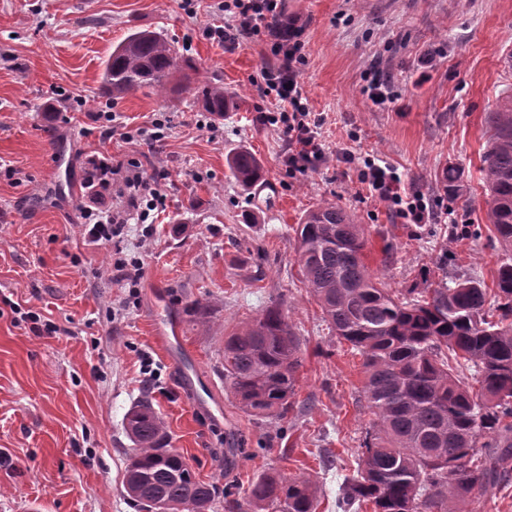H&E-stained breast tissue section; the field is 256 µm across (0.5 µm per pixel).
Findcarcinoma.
Wrapping results in <instances>:
<instances>
[{"label":"carcinoma","instance_id":"obj_1","mask_svg":"<svg viewBox=\"0 0 512 512\" xmlns=\"http://www.w3.org/2000/svg\"><path fill=\"white\" fill-rule=\"evenodd\" d=\"M191 67L162 34L128 35L108 57L103 79L113 98L144 88L163 92L181 67ZM203 106L221 118L231 103L224 87L201 88ZM483 155L487 218L494 238L512 248V96L490 115ZM231 177L250 189L264 168L249 149L227 157ZM302 281L336 336L362 357V393L378 419L351 475L339 484L342 512H460L457 504L509 478L512 460V263L493 287L458 276L435 287L393 296L363 261L365 228L332 203L305 214L293 229ZM301 341L278 304L224 337V382L259 418L283 420L296 408ZM474 370L478 389L459 379ZM125 430L134 445L124 489L138 512H209L219 497L231 512H316L318 487L305 476L267 471L244 502L198 479L171 447L162 417L147 400L131 407Z\"/></svg>","mask_w":512,"mask_h":512}]
</instances>
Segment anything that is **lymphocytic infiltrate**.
Here are the masks:
<instances>
[{
    "instance_id": "lymphocytic-infiltrate-1",
    "label": "lymphocytic infiltrate",
    "mask_w": 512,
    "mask_h": 512,
    "mask_svg": "<svg viewBox=\"0 0 512 512\" xmlns=\"http://www.w3.org/2000/svg\"><path fill=\"white\" fill-rule=\"evenodd\" d=\"M287 0H224V21L205 27L212 41L232 50L259 40L270 51L272 62L262 67L251 83L266 108L261 125L277 129L288 149L284 164L291 174H306L325 160L318 132L321 119L313 112L301 83L305 28L286 11ZM85 189L93 191L95 207L82 213L91 242H109L121 236L129 221L145 223L152 210L162 207L165 196L157 177L149 175L141 160H113L96 152L86 155L82 170ZM359 180L383 202L400 224L455 223L453 210L434 208L420 189L405 183L397 167L366 156Z\"/></svg>"
}]
</instances>
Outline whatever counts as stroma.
Here are the masks:
<instances>
[{
    "label": "stroma",
    "instance_id": "obj_1",
    "mask_svg": "<svg viewBox=\"0 0 512 512\" xmlns=\"http://www.w3.org/2000/svg\"><path fill=\"white\" fill-rule=\"evenodd\" d=\"M216 3L0 0V512H137L123 487L133 453L123 419L145 398L201 480L240 492L272 468L302 473L319 487L317 512H338V486L376 417L360 393L361 356L302 282L294 226L322 203L351 211L366 227V265L395 292L438 268L489 285L506 259L486 217L481 158L489 115L512 96V0H288L305 26L303 86L324 119L326 159L304 176L288 174L281 134L254 120L250 79L269 61L264 43L228 52L206 39L205 27L224 20ZM145 29L192 67L165 95L112 98L104 63ZM376 63L398 96L385 110L363 91ZM201 80L236 103L211 131L199 126L210 118ZM99 112L116 115L105 142ZM156 118L168 122L149 156L165 211L150 235L132 223L122 241L89 242L80 152L139 156L127 136ZM242 146L265 167L249 190L226 165ZM343 149L383 158L434 197L457 169L465 191L447 202L456 223H394L357 166L337 161ZM119 255L143 260L138 287L114 280ZM193 300L207 303L206 318L188 311ZM274 303L301 339L295 399L312 402L277 423L245 412L224 384L225 333ZM29 311L54 333L33 332ZM166 315L181 327L198 391L156 343L154 322Z\"/></svg>",
    "mask_w": 512,
    "mask_h": 512
}]
</instances>
